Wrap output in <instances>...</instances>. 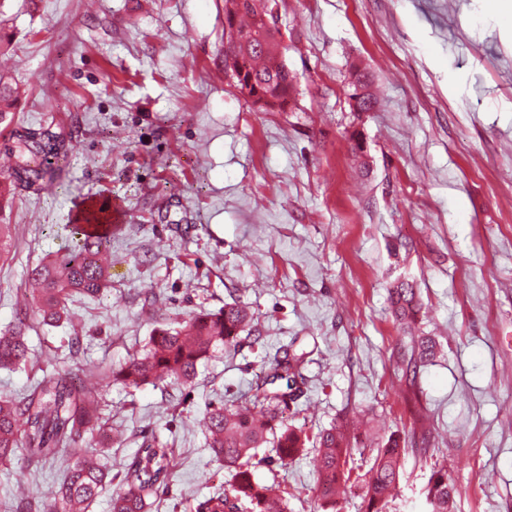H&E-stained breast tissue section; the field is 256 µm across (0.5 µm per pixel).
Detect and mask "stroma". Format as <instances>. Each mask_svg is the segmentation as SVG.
<instances>
[{
    "mask_svg": "<svg viewBox=\"0 0 512 512\" xmlns=\"http://www.w3.org/2000/svg\"><path fill=\"white\" fill-rule=\"evenodd\" d=\"M277 14L297 94L258 112L224 75V0H0L15 120L73 148L57 194L21 186L0 206V330L31 305L30 267L68 246L78 201L127 208L110 287L29 332L33 362L0 368V394L77 374L122 438L103 452L88 432L81 448L123 463L159 437L172 478L151 512H196L231 482L202 414L246 402L290 348L307 363L289 425L347 424L364 470L378 442H407L388 512H428L438 459L456 512H512V23L493 0H277ZM397 281L419 290L410 333L391 313ZM227 303L255 322L192 386L103 387L155 330ZM421 334L440 352L409 381ZM313 454L255 469L288 512H323ZM73 461L0 466V512L53 501Z\"/></svg>",
    "mask_w": 512,
    "mask_h": 512,
    "instance_id": "obj_1",
    "label": "stroma"
}]
</instances>
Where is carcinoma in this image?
<instances>
[{"instance_id": "cac0c4a2", "label": "carcinoma", "mask_w": 512, "mask_h": 512, "mask_svg": "<svg viewBox=\"0 0 512 512\" xmlns=\"http://www.w3.org/2000/svg\"><path fill=\"white\" fill-rule=\"evenodd\" d=\"M274 0H241L234 14L224 15V29L236 34L247 46L240 64L241 73L233 76V86L245 93L246 100L261 112L282 111L295 92V76L289 70L285 47L272 32L260 34L257 18L274 11ZM353 94L359 112L371 110L373 95L367 92L364 76L355 75ZM14 89L0 80V125L13 121ZM14 146L6 155L7 165L0 170V201L19 186L37 187L51 192L56 178L69 161L70 150L55 135L32 128L12 131ZM76 239L73 250L45 259L33 267L29 281L38 295L36 306L8 330L0 333V367L18 366L30 361L28 332L40 326H53L71 319L68 301L75 294L97 297L110 284L104 265L110 240L87 236L80 225L72 228ZM396 320L405 325L414 320L421 304L413 283L402 281L390 288ZM254 321L244 306L226 304L213 312L194 315L176 328H164L150 337L143 353L109 372L105 386L156 385L167 380L192 386L200 363L217 350L236 346L240 333ZM437 344L430 336L413 338L407 368L417 372L434 362ZM304 357L283 352L274 359L270 374L251 389L249 402L210 408L204 416L208 446L231 471L229 489L203 502L198 512H287L283 491L276 484L255 481L252 460L258 449L272 445L277 460L287 465L312 443L313 467L317 475L315 490L322 508L336 505V485L351 478L345 469L352 448L346 426L332 425L314 438L288 426L284 414L295 402L304 384ZM97 397L63 376L41 379L26 396L14 400L0 398V464L22 457L27 464H43L67 449L77 456L68 467L54 503L43 512H84L103 488L119 480L112 494L111 512H150L149 499L167 488L171 476L169 450L159 439L142 443L134 458L113 473L80 453L78 443L97 421ZM405 449L390 438L377 448L373 464L357 476L363 484L365 512H384L393 497L400 476ZM456 486L448 466L435 460L425 489L430 512H455Z\"/></svg>"}]
</instances>
